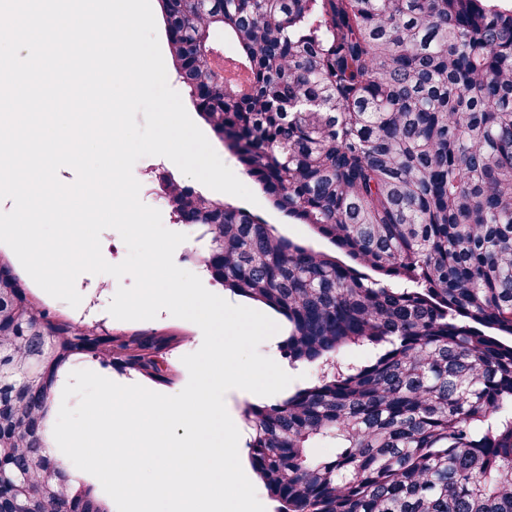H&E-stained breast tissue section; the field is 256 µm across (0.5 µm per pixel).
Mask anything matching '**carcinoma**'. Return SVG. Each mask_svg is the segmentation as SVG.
I'll return each mask as SVG.
<instances>
[{"instance_id":"obj_1","label":"carcinoma","mask_w":512,"mask_h":512,"mask_svg":"<svg viewBox=\"0 0 512 512\" xmlns=\"http://www.w3.org/2000/svg\"><path fill=\"white\" fill-rule=\"evenodd\" d=\"M160 2L195 109L341 253L168 184L211 279L285 317L282 357L320 369L243 412L276 512H512V3ZM218 30L246 95L208 64ZM163 346L51 314L0 262V512H105L48 453L53 386L79 356L166 381Z\"/></svg>"}]
</instances>
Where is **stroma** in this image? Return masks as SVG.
<instances>
[{
    "label": "stroma",
    "instance_id": "35a3bbf8",
    "mask_svg": "<svg viewBox=\"0 0 512 512\" xmlns=\"http://www.w3.org/2000/svg\"><path fill=\"white\" fill-rule=\"evenodd\" d=\"M133 175L141 185V201L153 208H160L161 179L170 178L178 183L194 186L196 191L201 193L206 190L205 185L195 183L193 178L184 175L172 161L161 156H146L137 160L133 167ZM257 200V205L251 208L252 213L260 216L266 223L272 224L279 234L316 250L333 253L334 248L327 240L316 235L308 225L290 223L283 214L270 206L265 195H258ZM160 210L162 222L168 230L187 236L186 241L178 247L176 265L199 275L203 285L210 292L224 295V288L204 273L196 259L197 253L203 252L207 245L206 239L201 236L200 228L179 223L171 210ZM0 257L10 262L21 284L42 307L53 314L75 321L101 324L115 335L138 332L146 336L176 337V344L166 350L163 356L169 377L168 383L153 382L150 383L149 388L162 394L174 395L186 386L189 374L182 358L201 347L202 332L194 323L173 317L165 311L149 321H121L113 318L107 308L119 286H132L131 276L117 279L108 274H81L76 280V289L82 296V302L79 307L74 308L44 292L27 274L8 245L0 243Z\"/></svg>",
    "mask_w": 512,
    "mask_h": 512
}]
</instances>
